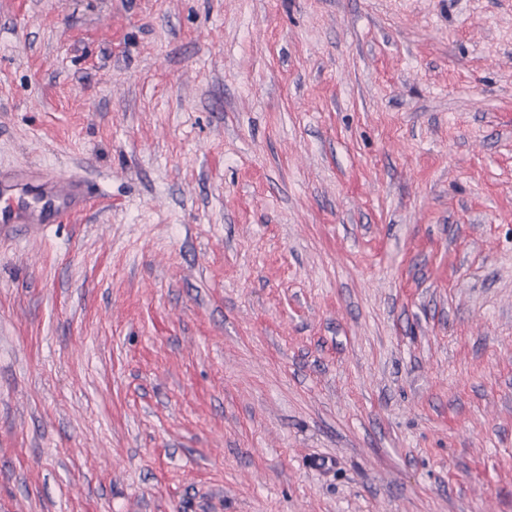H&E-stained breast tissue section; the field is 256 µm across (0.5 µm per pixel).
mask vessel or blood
<instances>
[{
    "mask_svg": "<svg viewBox=\"0 0 512 512\" xmlns=\"http://www.w3.org/2000/svg\"><path fill=\"white\" fill-rule=\"evenodd\" d=\"M91 203L84 179L63 172L0 175V224H55Z\"/></svg>",
    "mask_w": 512,
    "mask_h": 512,
    "instance_id": "obj_1",
    "label": "vessel or blood"
}]
</instances>
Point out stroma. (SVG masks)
Segmentation results:
<instances>
[{
    "instance_id": "1",
    "label": "stroma",
    "mask_w": 512,
    "mask_h": 512,
    "mask_svg": "<svg viewBox=\"0 0 512 512\" xmlns=\"http://www.w3.org/2000/svg\"><path fill=\"white\" fill-rule=\"evenodd\" d=\"M0 512H512V0H0ZM91 197L84 179L65 172L0 175L1 231L7 224H58L91 205Z\"/></svg>"
}]
</instances>
